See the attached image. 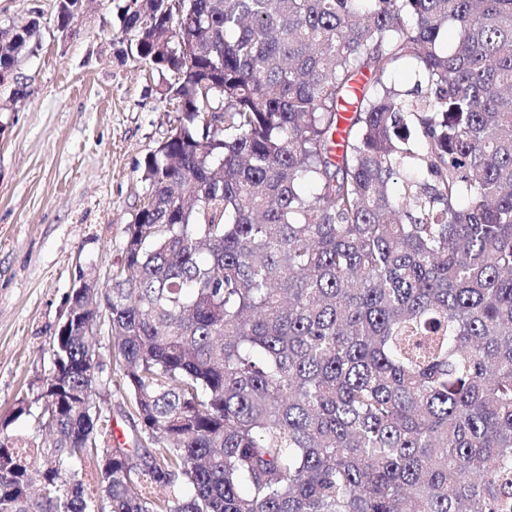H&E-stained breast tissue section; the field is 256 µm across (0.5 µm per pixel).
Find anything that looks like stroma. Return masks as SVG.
I'll return each instance as SVG.
<instances>
[{"label":"stroma","instance_id":"obj_1","mask_svg":"<svg viewBox=\"0 0 512 512\" xmlns=\"http://www.w3.org/2000/svg\"><path fill=\"white\" fill-rule=\"evenodd\" d=\"M118 2L92 0L63 31L58 0H0V28L40 20L16 65L27 97L0 92V421L13 435H34L77 278L104 283L120 267L144 163L177 124L165 76L116 35ZM23 397L33 404L19 416Z\"/></svg>","mask_w":512,"mask_h":512}]
</instances>
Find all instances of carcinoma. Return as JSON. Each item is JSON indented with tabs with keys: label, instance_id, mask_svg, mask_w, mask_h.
I'll return each instance as SVG.
<instances>
[{
	"label": "carcinoma",
	"instance_id": "1",
	"mask_svg": "<svg viewBox=\"0 0 512 512\" xmlns=\"http://www.w3.org/2000/svg\"><path fill=\"white\" fill-rule=\"evenodd\" d=\"M178 2L119 6L181 117L0 512H512V0ZM96 336L97 351L101 360L103 361L105 368L104 375H107L112 371V392L109 393L108 396L104 397L106 398V401L103 405L107 414L111 415L112 428L115 436L118 437L121 442H123L125 440V436H132V421L129 418L130 406L125 394L117 391L114 386L115 379H119V377L115 376L112 334L107 318L103 317L98 323L96 328Z\"/></svg>",
	"mask_w": 512,
	"mask_h": 512
}]
</instances>
